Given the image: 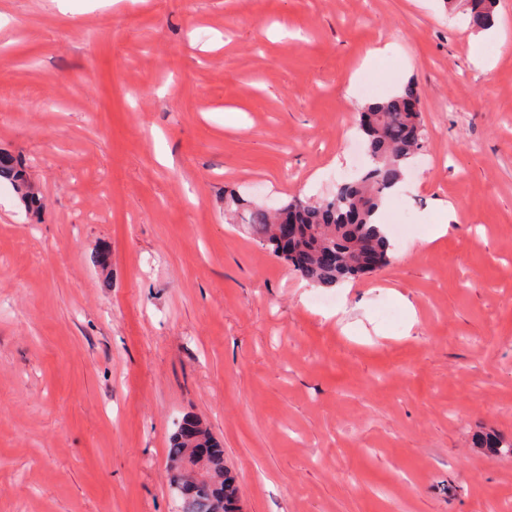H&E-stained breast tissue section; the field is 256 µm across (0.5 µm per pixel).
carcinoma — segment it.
Masks as SVG:
<instances>
[{
    "mask_svg": "<svg viewBox=\"0 0 512 512\" xmlns=\"http://www.w3.org/2000/svg\"><path fill=\"white\" fill-rule=\"evenodd\" d=\"M496 4L497 0L449 2L450 8L469 15L476 31L491 25ZM419 100L418 86L408 82L395 94L359 110L358 126L370 163L332 196L293 198L273 210L247 211L244 221L255 229L260 244L289 262L300 278L327 288L372 272L359 265L364 253L388 262L390 243L384 225L374 217L423 147L421 113L409 109V104ZM0 177L10 181L28 207L41 209L39 198L26 186L23 171L1 154ZM167 452L179 512H236L234 488L224 469V449L202 420L186 417Z\"/></svg>",
    "mask_w": 512,
    "mask_h": 512,
    "instance_id": "obj_1",
    "label": "carcinoma"
}]
</instances>
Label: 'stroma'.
<instances>
[{"instance_id": "35a3bbf8", "label": "stroma", "mask_w": 512, "mask_h": 512, "mask_svg": "<svg viewBox=\"0 0 512 512\" xmlns=\"http://www.w3.org/2000/svg\"><path fill=\"white\" fill-rule=\"evenodd\" d=\"M496 18L509 43L447 0H0V152L43 202L0 193V512H177L187 415L241 512H512V450L476 445L512 441V0ZM409 82L391 261L312 285L227 199L331 196L358 109Z\"/></svg>"}]
</instances>
